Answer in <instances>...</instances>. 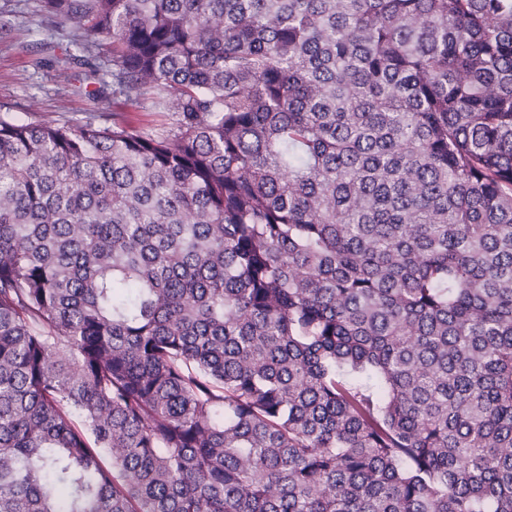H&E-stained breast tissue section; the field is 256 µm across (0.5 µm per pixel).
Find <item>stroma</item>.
<instances>
[{
	"label": "stroma",
	"instance_id": "1",
	"mask_svg": "<svg viewBox=\"0 0 512 512\" xmlns=\"http://www.w3.org/2000/svg\"><path fill=\"white\" fill-rule=\"evenodd\" d=\"M37 5L38 0H0V17L9 21L8 28L0 29V113L22 120L70 122L84 121L93 114L98 123L116 120L136 131L171 122V114L153 111L150 102L132 104L113 96L108 42H101L90 65H74L66 70L54 65L38 66L41 43L66 46L72 26H41ZM88 86L102 88L100 102L84 96Z\"/></svg>",
	"mask_w": 512,
	"mask_h": 512
}]
</instances>
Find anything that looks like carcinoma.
Here are the masks:
<instances>
[{
	"label": "carcinoma",
	"mask_w": 512,
	"mask_h": 512,
	"mask_svg": "<svg viewBox=\"0 0 512 512\" xmlns=\"http://www.w3.org/2000/svg\"><path fill=\"white\" fill-rule=\"evenodd\" d=\"M172 122L0 115V512H512V0H40Z\"/></svg>",
	"instance_id": "cac0c4a2"
}]
</instances>
